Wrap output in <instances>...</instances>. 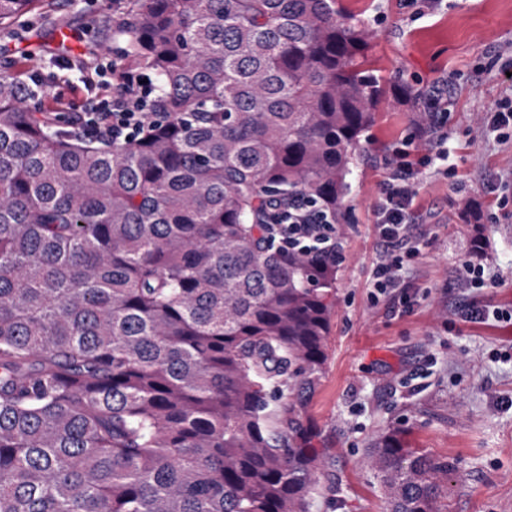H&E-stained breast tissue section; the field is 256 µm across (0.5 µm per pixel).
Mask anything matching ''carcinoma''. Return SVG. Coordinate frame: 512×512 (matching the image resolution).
Wrapping results in <instances>:
<instances>
[{"instance_id":"carcinoma-1","label":"carcinoma","mask_w":512,"mask_h":512,"mask_svg":"<svg viewBox=\"0 0 512 512\" xmlns=\"http://www.w3.org/2000/svg\"><path fill=\"white\" fill-rule=\"evenodd\" d=\"M112 38L155 81L126 141L0 70V512H309L338 260L258 210L341 219L385 98L366 30L337 0H126ZM366 463L386 512H438L448 463L404 430ZM260 222L267 225L265 236L280 246H295L333 257L342 251L338 224L307 198L296 196L264 205Z\"/></svg>"}]
</instances>
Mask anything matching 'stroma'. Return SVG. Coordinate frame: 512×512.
I'll return each mask as SVG.
<instances>
[{"mask_svg":"<svg viewBox=\"0 0 512 512\" xmlns=\"http://www.w3.org/2000/svg\"><path fill=\"white\" fill-rule=\"evenodd\" d=\"M368 33L366 64L385 84L387 100L365 133L347 177L343 261L331 319L328 358L308 415L320 428L328 464L311 512H384L376 475L363 463L379 430L399 427L411 447L448 464L443 512H512V321L473 320L463 306L480 298L512 309V139L485 134V115L512 87L498 72L512 59V0H458L414 18L409 0H338ZM119 0H33L20 38L0 39V63L46 85L31 110L62 99L84 104L110 97L86 87L79 64L93 46H109V19ZM71 30L57 47L55 29ZM449 81L440 102L448 117V167L427 168L414 206L430 217L429 241L404 276L420 299L393 313L371 304L378 256L375 203L386 176L375 163L410 142L426 106L420 93ZM399 86L410 96L396 95ZM485 242L474 252V238ZM475 259L499 278L474 288L456 269Z\"/></svg>","mask_w":512,"mask_h":512,"instance_id":"obj_1","label":"stroma"}]
</instances>
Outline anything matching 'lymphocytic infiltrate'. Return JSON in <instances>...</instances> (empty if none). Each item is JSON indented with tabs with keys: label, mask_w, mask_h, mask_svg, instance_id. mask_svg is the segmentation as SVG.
<instances>
[{
	"label": "lymphocytic infiltrate",
	"mask_w": 512,
	"mask_h": 512,
	"mask_svg": "<svg viewBox=\"0 0 512 512\" xmlns=\"http://www.w3.org/2000/svg\"><path fill=\"white\" fill-rule=\"evenodd\" d=\"M90 55L97 60L95 76L109 78L113 93L111 99L95 100L85 106L79 117L81 128L106 141L125 139L141 131L151 118L146 110L150 86L143 75L133 76L104 66L99 61V50H91ZM447 125L443 113L426 112L417 127L423 155L413 162L408 149L397 148L380 161L386 177L380 184L376 212L380 258L373 270L371 302H378L381 295L387 294L394 310L402 312L413 309L418 302L401 272L418 258L419 245L428 235L423 215L413 207L416 184L423 169L434 161L447 160ZM260 221L266 236L277 245L334 256L342 251L338 228L331 216L307 198L296 196L269 203Z\"/></svg>",
	"instance_id": "obj_1"
}]
</instances>
